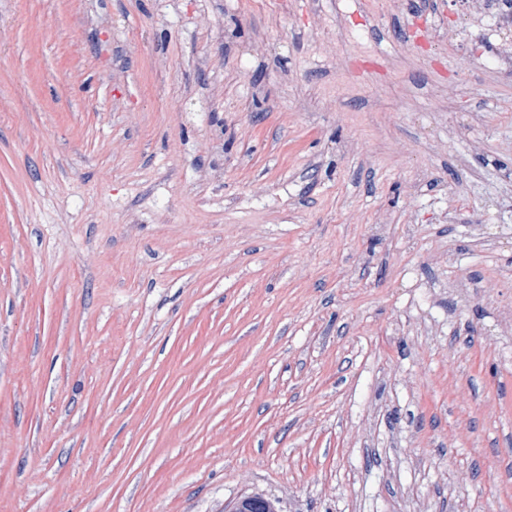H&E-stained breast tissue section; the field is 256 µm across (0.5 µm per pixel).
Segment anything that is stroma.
I'll return each instance as SVG.
<instances>
[{
	"instance_id": "stroma-1",
	"label": "stroma",
	"mask_w": 512,
	"mask_h": 512,
	"mask_svg": "<svg viewBox=\"0 0 512 512\" xmlns=\"http://www.w3.org/2000/svg\"><path fill=\"white\" fill-rule=\"evenodd\" d=\"M450 2L0 0V512H512V72Z\"/></svg>"
}]
</instances>
